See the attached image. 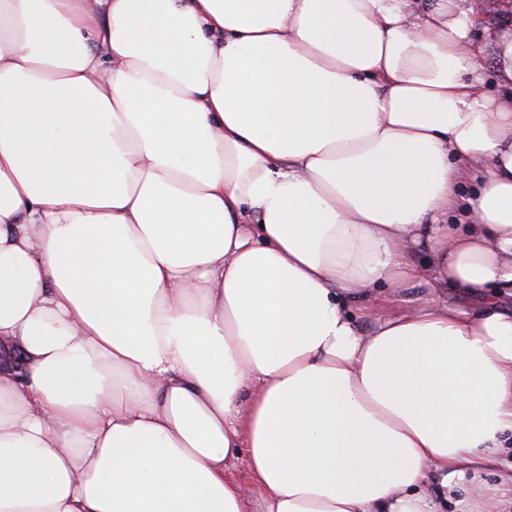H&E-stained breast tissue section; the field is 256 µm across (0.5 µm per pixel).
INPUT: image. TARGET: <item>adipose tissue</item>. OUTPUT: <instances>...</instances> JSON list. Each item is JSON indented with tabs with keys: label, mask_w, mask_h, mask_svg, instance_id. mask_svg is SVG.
Returning <instances> with one entry per match:
<instances>
[{
	"label": "adipose tissue",
	"mask_w": 512,
	"mask_h": 512,
	"mask_svg": "<svg viewBox=\"0 0 512 512\" xmlns=\"http://www.w3.org/2000/svg\"><path fill=\"white\" fill-rule=\"evenodd\" d=\"M478 17L0 0V512H501L512 0Z\"/></svg>",
	"instance_id": "adipose-tissue-1"
}]
</instances>
